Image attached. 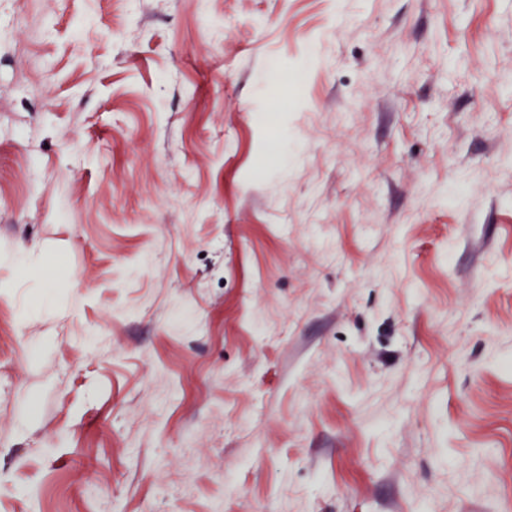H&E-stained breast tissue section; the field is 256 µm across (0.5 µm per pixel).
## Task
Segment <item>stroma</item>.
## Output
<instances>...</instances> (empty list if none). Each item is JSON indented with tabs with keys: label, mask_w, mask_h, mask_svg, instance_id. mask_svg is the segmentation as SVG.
I'll return each mask as SVG.
<instances>
[{
	"label": "stroma",
	"mask_w": 512,
	"mask_h": 512,
	"mask_svg": "<svg viewBox=\"0 0 512 512\" xmlns=\"http://www.w3.org/2000/svg\"><path fill=\"white\" fill-rule=\"evenodd\" d=\"M0 512H512V0H0Z\"/></svg>",
	"instance_id": "obj_1"
}]
</instances>
